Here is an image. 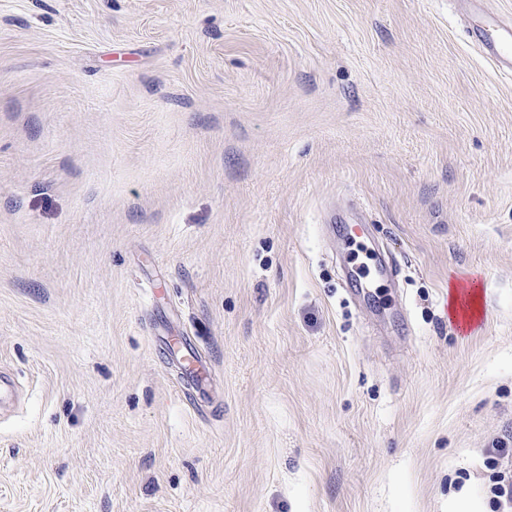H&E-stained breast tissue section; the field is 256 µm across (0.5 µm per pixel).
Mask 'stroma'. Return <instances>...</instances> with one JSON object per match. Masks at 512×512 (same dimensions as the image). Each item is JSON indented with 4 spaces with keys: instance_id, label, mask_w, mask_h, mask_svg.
Here are the masks:
<instances>
[{
    "instance_id": "obj_1",
    "label": "stroma",
    "mask_w": 512,
    "mask_h": 512,
    "mask_svg": "<svg viewBox=\"0 0 512 512\" xmlns=\"http://www.w3.org/2000/svg\"><path fill=\"white\" fill-rule=\"evenodd\" d=\"M473 19L0 0V512H496L512 82ZM357 218L394 280L346 277Z\"/></svg>"
}]
</instances>
